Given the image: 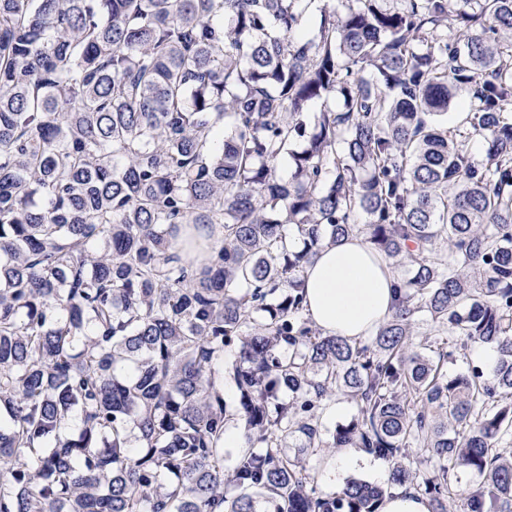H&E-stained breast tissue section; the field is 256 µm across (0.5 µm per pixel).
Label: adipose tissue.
Masks as SVG:
<instances>
[{
    "instance_id": "obj_1",
    "label": "adipose tissue",
    "mask_w": 512,
    "mask_h": 512,
    "mask_svg": "<svg viewBox=\"0 0 512 512\" xmlns=\"http://www.w3.org/2000/svg\"><path fill=\"white\" fill-rule=\"evenodd\" d=\"M305 279V314L325 334L364 340L394 312L396 275L362 237L324 245Z\"/></svg>"
}]
</instances>
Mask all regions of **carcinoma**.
<instances>
[{"label": "carcinoma", "mask_w": 512, "mask_h": 512, "mask_svg": "<svg viewBox=\"0 0 512 512\" xmlns=\"http://www.w3.org/2000/svg\"><path fill=\"white\" fill-rule=\"evenodd\" d=\"M185 224L223 230L201 260ZM350 235L409 262L366 343L305 314ZM419 313L489 373L448 375ZM511 435L512 0H0V512H378L310 487L322 448L512 512ZM339 405L342 407V413L334 414L333 407ZM335 410V407H334ZM358 414L356 404L342 394H337L326 406L321 414V422L324 427L333 429L339 424H346Z\"/></svg>", "instance_id": "carcinoma-1"}]
</instances>
